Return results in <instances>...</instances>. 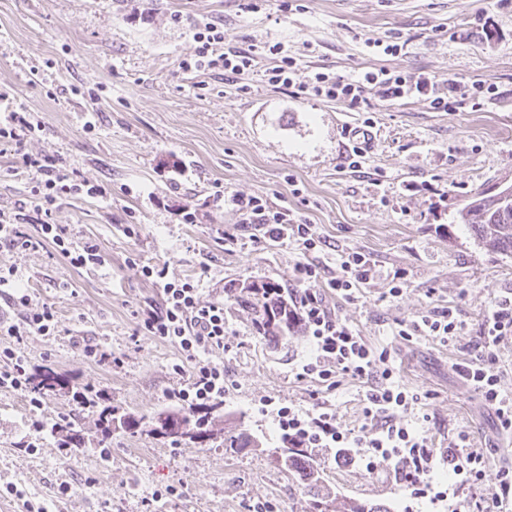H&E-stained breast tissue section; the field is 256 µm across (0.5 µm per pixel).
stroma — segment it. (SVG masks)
Segmentation results:
<instances>
[{
  "label": "stroma",
  "instance_id": "stroma-1",
  "mask_svg": "<svg viewBox=\"0 0 512 512\" xmlns=\"http://www.w3.org/2000/svg\"><path fill=\"white\" fill-rule=\"evenodd\" d=\"M280 11L264 0H0V87L16 105L39 113L43 130L27 150L64 158L78 179L108 185L110 199L83 197L55 210L78 243L94 239L105 266L76 270L51 248L0 245V268H14L33 302L52 305L59 335L28 337L29 368L74 377L105 392L119 414L152 418L181 411L174 393L190 364L168 342L140 328L136 313L158 302L144 280L146 265L168 279L198 281L206 301H225L245 280L295 289L299 250L253 244L237 230L238 214L214 192L257 195L316 224L334 251L366 254L375 279L363 298L329 299L367 343L394 353L398 380L418 394L416 415L434 448L467 432L488 454L482 485L438 504L416 498L392 466L366 471L339 465L328 448L312 449L323 483L338 496L387 504L391 512H494L496 466L512 460V437L452 369L466 358L477 324L495 300L512 294V258L487 252L453 217L474 190L512 183V2L503 0H296ZM206 22L224 27L225 46L277 42L294 53L299 76L330 71L345 77L384 67L487 86L481 106L432 110L420 98L376 102L361 172L342 168L345 130H360L364 113L319 98L297 99L268 85L261 56L238 83L221 72L183 71L192 35ZM400 38L394 56L371 48ZM94 129H86V121ZM300 196H293L290 181ZM200 221L186 223L185 209ZM135 224L139 234L124 235ZM408 280L398 299L384 292L394 271ZM454 306L465 326L455 345L396 337V323L430 306ZM226 429L260 438L262 447L235 453L223 435L201 444L173 442L146 431L119 430L102 439L97 415L63 391L33 409L26 394L0 388V512H308L309 496L272 456L281 433L278 408L335 412L342 430L363 424L358 383L329 389L297 373L313 354L306 333L273 343L255 333L246 308L224 312ZM105 344L115 366L86 358L81 338ZM42 429H35L34 421ZM80 430L82 447H60L56 424ZM71 488L59 497L60 485ZM176 487L165 504L154 490Z\"/></svg>",
  "mask_w": 512,
  "mask_h": 512
}]
</instances>
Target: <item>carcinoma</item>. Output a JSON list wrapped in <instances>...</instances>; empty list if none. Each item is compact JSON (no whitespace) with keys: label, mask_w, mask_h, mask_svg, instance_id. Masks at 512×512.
Here are the masks:
<instances>
[{"label":"carcinoma","mask_w":512,"mask_h":512,"mask_svg":"<svg viewBox=\"0 0 512 512\" xmlns=\"http://www.w3.org/2000/svg\"><path fill=\"white\" fill-rule=\"evenodd\" d=\"M456 221L465 225L484 248L489 251L512 256V202L505 203L486 189L470 194L463 206L456 212ZM234 303L245 307L251 315V322L257 333L264 339L278 342L299 333L302 319L292 299L275 281H245L238 285L231 295ZM34 387L44 397L64 389L71 393L73 400L81 407H91L98 413V425L103 436L108 437L116 429L134 431L150 428L153 433L169 436L176 429H186L188 440L203 443L214 435V426L221 409L217 402L204 409H191L184 414L160 413L156 421L146 422L144 418L130 415L116 416L112 402L104 394L95 392L84 385L69 380L57 379L51 374L34 377ZM60 446L78 448L82 438L72 425L61 428ZM226 448H258L259 442L252 436L230 430L224 432ZM277 462L288 470L301 488L312 496V512H391L383 503H365L355 499L331 497L320 489V474L316 462L308 449L299 444L282 440L274 449Z\"/></svg>","instance_id":"cac0c4a2"}]
</instances>
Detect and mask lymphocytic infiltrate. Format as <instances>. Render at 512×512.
Masks as SVG:
<instances>
[{
  "mask_svg": "<svg viewBox=\"0 0 512 512\" xmlns=\"http://www.w3.org/2000/svg\"><path fill=\"white\" fill-rule=\"evenodd\" d=\"M194 53L182 63L186 70H221L228 82L250 71L255 56L249 50L224 48V30L207 23L193 35ZM273 64L263 77L272 86L287 88L296 98H320L338 101L350 110L365 113V127H372L368 114L374 100L397 101L420 97L431 109L447 110L453 103L475 98L481 84L449 81L439 88L437 81L425 73L410 74L379 68L353 79L331 72L316 71L305 80H297V61L280 44L267 47ZM43 124L34 113L11 111L0 118V144L9 145L20 156L24 169L33 180L31 193L36 200V224L33 232H25L19 220L22 208L0 209V244L36 250L52 247L74 269L104 266L106 254L95 240L72 241L65 228L53 221L54 211L66 200L85 195L107 198L109 191L101 184L74 179L62 157L45 152L31 154L26 146ZM229 205L238 212L242 230L248 231L254 243L273 241L297 246L304 259L295 266L300 284L293 301L298 308L314 356L303 364V376L329 382L338 376L358 380L364 390L363 417L360 433L342 432L336 416L329 411L300 413L292 407H281L276 416L285 436L309 448H330L337 463H358L366 469L394 462L395 473L416 494L433 493L435 501H443L444 492H432L437 470L447 471L453 489L471 487L482 481L487 458L468 450V437L458 434L456 441L444 450L432 447L427 436L404 422L418 401L417 394L405 390L396 379L395 367L388 350L372 348L327 303L328 296L344 302L357 300L374 278L373 263L364 254L341 252L335 265H327L313 253L323 245L324 237L315 225L290 217L283 206L272 205L260 196L232 195ZM143 277L159 288L161 302L142 317L144 328L152 335L170 342L192 364L188 389L178 394L189 407L209 405L224 395V367L211 359L213 352L224 347V306L202 301L199 289L189 280H171L165 268L146 265ZM0 288L12 289L11 300L25 307L21 323L6 324L0 319V334L10 337L11 345L0 347V388L25 391L29 388L27 360L22 347L27 337L53 336L60 322L51 305H36L25 289L14 287L12 276L0 274ZM464 325L456 308L434 306L417 319L398 324V336L406 341L424 336L447 346L455 343ZM512 341V298L498 300L484 314L477 334L468 346L465 361L455 370L463 382L476 392L482 403L493 410L502 432L512 434V395L501 388L498 349Z\"/></svg>",
  "mask_w": 512,
  "mask_h": 512,
  "instance_id": "f902f5d3",
  "label": "lymphocytic infiltrate"
}]
</instances>
